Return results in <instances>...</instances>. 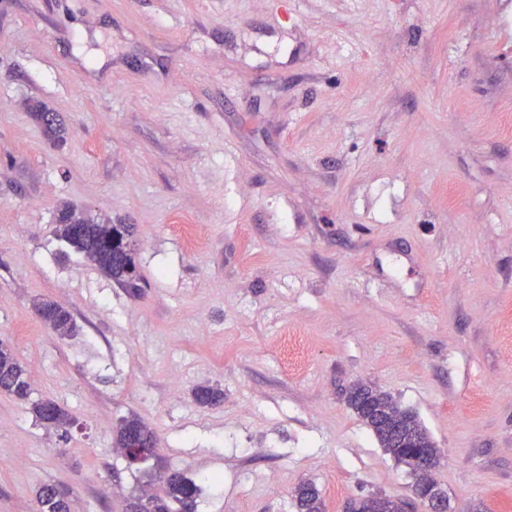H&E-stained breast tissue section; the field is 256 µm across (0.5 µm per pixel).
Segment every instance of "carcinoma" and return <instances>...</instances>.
Returning <instances> with one entry per match:
<instances>
[{
    "label": "carcinoma",
    "mask_w": 512,
    "mask_h": 512,
    "mask_svg": "<svg viewBox=\"0 0 512 512\" xmlns=\"http://www.w3.org/2000/svg\"><path fill=\"white\" fill-rule=\"evenodd\" d=\"M35 119L40 123L46 139L59 144L65 139V128L59 121L46 119L48 110L41 105L32 106ZM53 235L70 251L93 263L102 273L126 287L129 293L137 295V267L135 263L134 226L99 222L77 212L73 206L60 209ZM38 319L57 336L69 338L77 331L72 314L54 301L41 299L33 304ZM0 391L18 400H28L33 394L31 378L24 365L12 349L0 343ZM194 398L202 406H215L224 398L220 388L201 385L194 389ZM348 405L362 422L369 427L379 445L396 462L412 467L410 454L413 449L401 441L384 435L375 423L378 409L399 413L402 408L389 396L372 387L357 383L347 395ZM31 412L36 421L48 429L66 433L73 425L68 410L51 399L31 402ZM113 433V447L119 453L133 443L144 448H155L157 436L153 429L138 415L130 413L118 421ZM146 487L135 491L127 499L125 512H196L197 499L201 488L181 472L148 471ZM295 498L300 512H323L324 503L318 490L311 483L296 488ZM39 512H70V500L49 494V486H42L37 492ZM351 512H397V501L389 497L373 496L353 500L349 503Z\"/></svg>",
    "instance_id": "carcinoma-1"
}]
</instances>
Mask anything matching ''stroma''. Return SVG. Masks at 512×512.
I'll return each mask as SVG.
<instances>
[{"mask_svg":"<svg viewBox=\"0 0 512 512\" xmlns=\"http://www.w3.org/2000/svg\"><path fill=\"white\" fill-rule=\"evenodd\" d=\"M503 23L512 0H0V340L73 419L57 435L0 392V512L44 484L122 512L131 413L165 465L218 478L198 512H298L306 481L325 512L411 502L356 382L418 416L451 512H512ZM66 203L135 225L141 295L66 253ZM32 112H34V117L40 123L44 135L49 142L59 144L64 141L65 128L62 124L58 120L48 121L53 119V113H48L49 110L38 104L32 106ZM46 113L48 114L46 115ZM38 319L60 338L74 336L77 331L72 314L54 301L41 299L33 304ZM112 433L113 448H116L122 456H124V449L127 448L126 458L130 463L135 464L141 461L147 455L146 448H151V456L153 457L157 436L153 429L138 415L131 413L121 417L116 427L112 429ZM133 443H138L144 448L138 446L129 448ZM398 501L389 497L373 496L353 500L349 503L352 512H396Z\"/></svg>","mask_w":512,"mask_h":512,"instance_id":"stroma-1","label":"stroma"}]
</instances>
